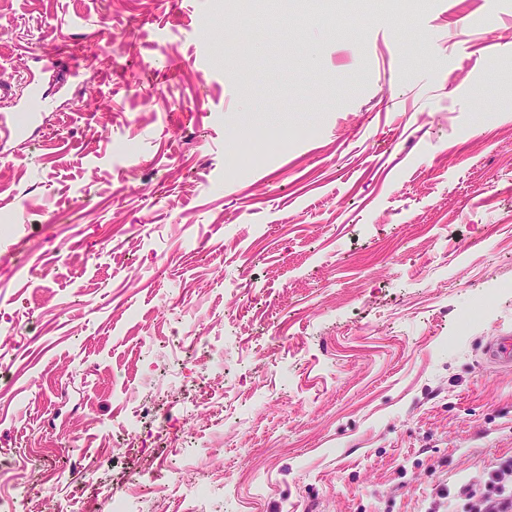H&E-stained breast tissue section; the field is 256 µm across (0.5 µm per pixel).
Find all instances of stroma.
Masks as SVG:
<instances>
[{
	"instance_id": "stroma-1",
	"label": "stroma",
	"mask_w": 512,
	"mask_h": 512,
	"mask_svg": "<svg viewBox=\"0 0 512 512\" xmlns=\"http://www.w3.org/2000/svg\"><path fill=\"white\" fill-rule=\"evenodd\" d=\"M288 10L0 0L49 100L0 141V512H430L512 458V0ZM486 354L495 361L506 363L508 367L511 366L512 336H495L494 340L488 344Z\"/></svg>"
}]
</instances>
